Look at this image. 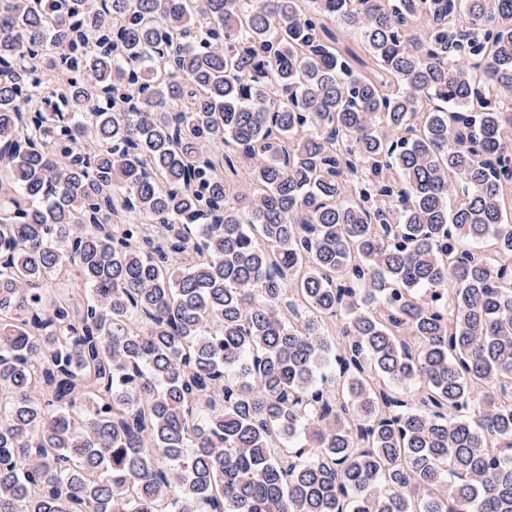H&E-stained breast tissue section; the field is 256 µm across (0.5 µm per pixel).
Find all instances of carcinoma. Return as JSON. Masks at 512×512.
Here are the masks:
<instances>
[{"mask_svg":"<svg viewBox=\"0 0 512 512\" xmlns=\"http://www.w3.org/2000/svg\"><path fill=\"white\" fill-rule=\"evenodd\" d=\"M510 190L512 0H0V512H512Z\"/></svg>","mask_w":512,"mask_h":512,"instance_id":"obj_1","label":"carcinoma"}]
</instances>
